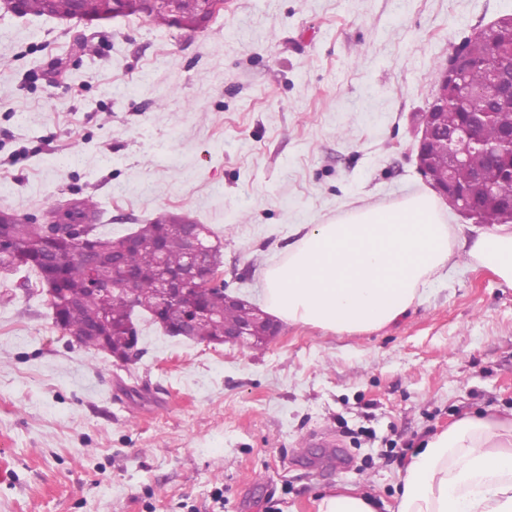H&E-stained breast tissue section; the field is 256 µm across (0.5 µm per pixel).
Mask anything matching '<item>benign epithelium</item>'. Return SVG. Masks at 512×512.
<instances>
[{
	"label": "benign epithelium",
	"instance_id": "benign-epithelium-1",
	"mask_svg": "<svg viewBox=\"0 0 512 512\" xmlns=\"http://www.w3.org/2000/svg\"><path fill=\"white\" fill-rule=\"evenodd\" d=\"M223 8L224 0H200L198 13L193 18L174 13V26L202 29ZM476 65L484 68L486 80L472 90L467 87L465 77ZM474 99L480 101V107L476 109L471 106ZM450 106L461 110L460 122L453 129L443 125L440 113ZM504 108L512 109L511 14L474 33L451 54L445 68L438 73L429 111L424 113L419 124L421 136L417 161L421 173L429 177L433 162L430 144L439 141L447 164L441 179L431 181L430 185L467 219H476L487 211L496 210L506 221L512 220V200L503 204L497 192L500 182L512 180V123L502 122L501 110ZM491 126L497 129V134L493 141L486 142L480 132ZM463 170L467 171V179L461 183L458 176ZM14 218L15 214L0 211V257L7 256L21 263L24 260L22 250L5 233V227ZM60 223L61 220L56 219L52 224L36 225L40 241L59 244L64 240L74 248L90 271V293L105 300L111 289L123 292L131 306L148 310L172 337L191 338L197 324L209 318L207 299L222 285V279L220 269L213 261L217 245L205 241L210 232L204 225L177 218L169 220V224L180 232L186 261L179 269L160 266L157 292L145 298L136 292V276L123 262L124 255L140 248L138 234L117 238L109 248L95 240L96 234L89 226L67 223L62 227ZM44 294L56 314L64 305L73 314L79 309L78 302L62 299L57 288L48 287ZM110 328L109 318L104 317L91 329L79 331L72 327L64 334L77 344L82 336H104ZM119 335L127 337V343L113 350L112 357L117 363H126L137 354L140 336L130 323L124 325ZM227 342L255 347L260 339L254 333L253 324L238 323L224 329V336L218 340L220 344Z\"/></svg>",
	"mask_w": 512,
	"mask_h": 512
}]
</instances>
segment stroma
<instances>
[{
  "instance_id": "stroma-1",
  "label": "stroma",
  "mask_w": 512,
  "mask_h": 512,
  "mask_svg": "<svg viewBox=\"0 0 512 512\" xmlns=\"http://www.w3.org/2000/svg\"><path fill=\"white\" fill-rule=\"evenodd\" d=\"M512 0H228L202 30L86 26L0 8V210L46 223L88 198L117 238L207 225L224 285L311 227L430 186L417 116L453 50ZM70 345L37 277L0 274V512H315L337 484L397 512L413 451L466 415L512 413V288L466 255L398 324L285 323L265 347L168 336Z\"/></svg>"
}]
</instances>
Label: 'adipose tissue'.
Instances as JSON below:
<instances>
[{
	"label": "adipose tissue",
	"instance_id": "obj_1",
	"mask_svg": "<svg viewBox=\"0 0 512 512\" xmlns=\"http://www.w3.org/2000/svg\"><path fill=\"white\" fill-rule=\"evenodd\" d=\"M458 249L512 288L511 226L455 240L431 192L360 207L315 225L268 270L270 310L331 330L388 327ZM398 512H512V417L466 416L430 437L405 468Z\"/></svg>",
	"mask_w": 512,
	"mask_h": 512
}]
</instances>
